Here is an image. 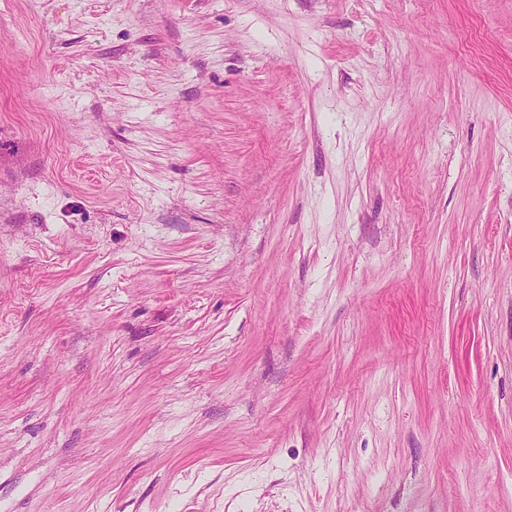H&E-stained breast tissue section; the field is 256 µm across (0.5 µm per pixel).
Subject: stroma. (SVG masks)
I'll return each instance as SVG.
<instances>
[{"instance_id": "obj_1", "label": "stroma", "mask_w": 512, "mask_h": 512, "mask_svg": "<svg viewBox=\"0 0 512 512\" xmlns=\"http://www.w3.org/2000/svg\"><path fill=\"white\" fill-rule=\"evenodd\" d=\"M0 512H512V0H0Z\"/></svg>"}]
</instances>
